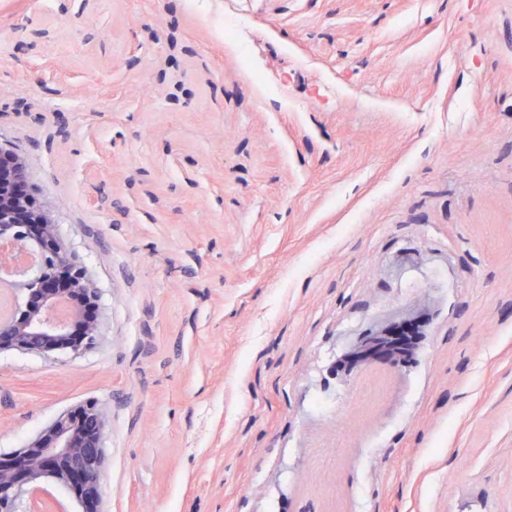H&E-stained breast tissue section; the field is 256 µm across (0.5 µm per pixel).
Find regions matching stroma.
Here are the masks:
<instances>
[{"mask_svg":"<svg viewBox=\"0 0 512 512\" xmlns=\"http://www.w3.org/2000/svg\"><path fill=\"white\" fill-rule=\"evenodd\" d=\"M0 147L102 312L0 455L93 399L103 512H512V0H0ZM412 330L411 323H408L398 329L391 331L385 330L363 339L355 345L350 353V363L354 365L368 366L371 361L378 358L402 359L397 351L394 336H401Z\"/></svg>","mask_w":512,"mask_h":512,"instance_id":"1","label":"stroma"}]
</instances>
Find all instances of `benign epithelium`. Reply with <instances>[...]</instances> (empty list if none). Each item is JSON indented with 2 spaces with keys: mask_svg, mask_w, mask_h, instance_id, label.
<instances>
[{
  "mask_svg": "<svg viewBox=\"0 0 512 512\" xmlns=\"http://www.w3.org/2000/svg\"><path fill=\"white\" fill-rule=\"evenodd\" d=\"M26 178L23 159L15 157L7 176H0V295L9 298L8 314L0 315V353L17 351L51 356L63 346L77 352L100 336L101 317L87 315L86 302H99L100 291L87 271L72 258L60 237L52 211L45 205L32 208L17 194L14 182ZM68 268L70 288L54 287L57 271ZM82 334H73L75 325ZM412 330L406 324L363 339L350 353V363L368 365L378 358H400L394 337ZM85 422L77 426L72 412L61 414L33 437L20 452L0 457V512H42L36 505L56 485L64 487L79 507L78 512H102L99 477L107 437L105 415L95 401L75 409Z\"/></svg>",
  "mask_w": 512,
  "mask_h": 512,
  "instance_id": "1",
  "label": "benign epithelium"
}]
</instances>
